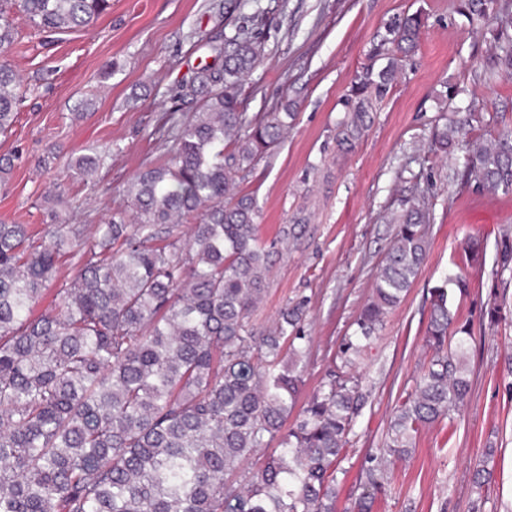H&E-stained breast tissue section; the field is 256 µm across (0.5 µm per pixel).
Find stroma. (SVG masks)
<instances>
[{"mask_svg":"<svg viewBox=\"0 0 512 512\" xmlns=\"http://www.w3.org/2000/svg\"><path fill=\"white\" fill-rule=\"evenodd\" d=\"M235 3L112 0L90 30L58 34L49 45L14 13L8 58L29 91L11 133L0 135V157L12 163L0 180V221L28 225L38 244L54 221H107L126 204L131 178L160 154L149 135L161 112L173 108L174 86L213 63L216 37L263 11L264 56L245 86V110L266 112L288 101L295 116L280 147L238 188L257 197L262 240L295 220L305 224L275 259L265 300L251 317L266 327L286 304L307 299L310 342L297 407L317 392L372 295L396 233L387 214L424 195L434 218L427 258L406 299L356 359L369 401L339 478L336 512H348L361 493L366 461L379 454L395 405L431 356L424 343L431 292L451 272L471 282L454 303L459 322L472 328L469 399L423 429L411 455L388 459L391 482L374 512H512V269L496 261L497 232H512V193L491 195L456 179L462 147L489 142L499 124L512 126V72L491 63L490 31L462 0ZM414 13L422 20L417 50L397 69L362 138L338 149L336 124L352 80L365 66L378 72L388 65V56L371 60L368 52L390 23ZM471 102L482 126L458 134L447 155L431 152L443 111ZM107 145L112 154L95 180L68 182L64 202H56V178L71 155ZM42 158L48 167H38ZM469 241L480 245L471 260L463 252ZM488 447L495 450L488 461L494 478L479 489L473 475Z\"/></svg>","mask_w":512,"mask_h":512,"instance_id":"35a3bbf8","label":"stroma"}]
</instances>
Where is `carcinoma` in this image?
Returning <instances> with one entry per match:
<instances>
[{
	"mask_svg": "<svg viewBox=\"0 0 512 512\" xmlns=\"http://www.w3.org/2000/svg\"><path fill=\"white\" fill-rule=\"evenodd\" d=\"M494 4L466 6L469 15L494 21L493 63L512 70V11ZM15 6L32 28L56 34L93 27L112 3L0 0V135L16 122L24 94L6 58ZM420 26L419 17L406 16L370 50L376 57L391 45L390 66L352 86L337 146L364 134L372 98L388 95ZM212 50L216 63L172 89V99L195 110L163 113V153L131 182L127 208L94 225L92 237L84 224H55L36 246L27 225L0 222V512H336L337 474L366 394L333 370L284 428L302 382L306 305L284 307L264 330L249 321L268 291L276 251L259 237L254 195L235 186L273 155L292 104L244 112L246 77L263 56L249 31L224 35ZM457 131L455 120L443 124L437 148L448 151ZM105 157H73L67 177L88 179ZM457 178L489 193L512 192V128L467 152ZM430 220L424 200L391 218L397 231L344 338V366L408 294L426 258ZM185 221L192 222L187 239ZM67 253L80 263L56 290L54 306L34 315ZM497 263L512 269L506 233ZM470 335L448 288H435L424 336L432 355L397 405L383 454L407 455L423 428L466 400ZM274 440L276 453L246 472L244 464ZM388 479L380 465L365 469L355 512H373Z\"/></svg>",
	"mask_w": 512,
	"mask_h": 512,
	"instance_id": "cac0c4a2",
	"label": "carcinoma"
}]
</instances>
